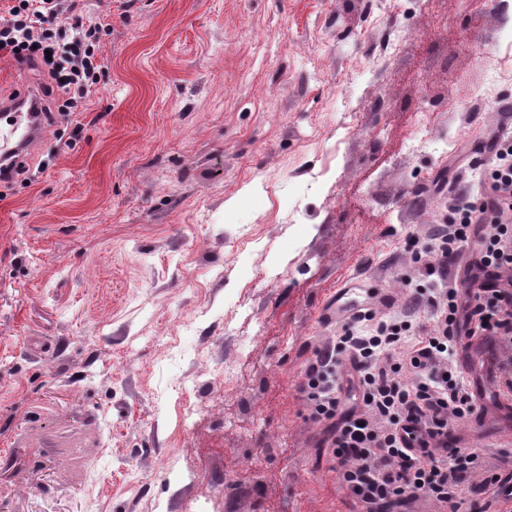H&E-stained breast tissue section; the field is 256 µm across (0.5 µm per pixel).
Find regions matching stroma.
<instances>
[{"label":"stroma","instance_id":"35a3bbf8","mask_svg":"<svg viewBox=\"0 0 512 512\" xmlns=\"http://www.w3.org/2000/svg\"><path fill=\"white\" fill-rule=\"evenodd\" d=\"M77 12L104 65L82 132L0 186V512H356L300 392L343 330L320 312L365 288L403 313L414 241L449 196L477 198L484 142L512 133V0ZM46 83L0 59V97ZM424 133L447 150L411 151ZM497 352L512 344L461 340L485 388L453 433L502 470ZM178 386L201 407L180 432Z\"/></svg>","mask_w":512,"mask_h":512}]
</instances>
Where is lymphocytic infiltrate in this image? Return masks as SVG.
<instances>
[{
    "instance_id": "lymphocytic-infiltrate-1",
    "label": "lymphocytic infiltrate",
    "mask_w": 512,
    "mask_h": 512,
    "mask_svg": "<svg viewBox=\"0 0 512 512\" xmlns=\"http://www.w3.org/2000/svg\"><path fill=\"white\" fill-rule=\"evenodd\" d=\"M76 0H13L0 16V56L28 62L49 82L58 116L71 123L84 111L103 64L95 50L99 26L76 15ZM480 204L460 200L433 234L424 267L427 284L458 265L473 225H487L473 263L484 273L467 283L474 306L458 319L457 288L419 290L412 309L428 322L379 318L369 331L346 324L306 370L301 386L312 419L327 423L333 469L359 512H392L422 495L439 512H512V472L486 469L480 448L449 449L452 422L467 419L476 401L451 352L458 325L470 336H512V139L496 138L486 162ZM352 363L339 370L340 356Z\"/></svg>"
}]
</instances>
